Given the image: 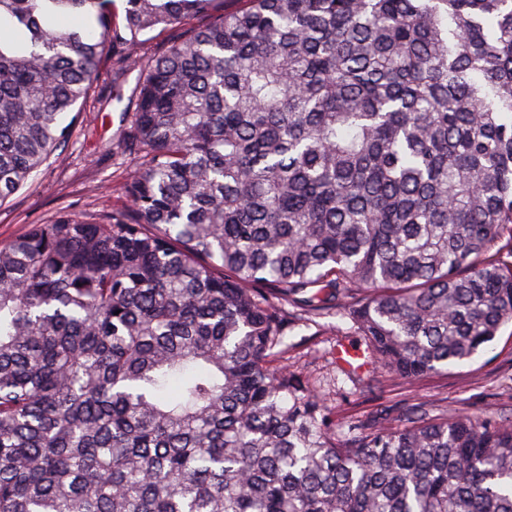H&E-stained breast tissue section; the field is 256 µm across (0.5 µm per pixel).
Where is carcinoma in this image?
Instances as JSON below:
<instances>
[{"label": "carcinoma", "mask_w": 512, "mask_h": 512, "mask_svg": "<svg viewBox=\"0 0 512 512\" xmlns=\"http://www.w3.org/2000/svg\"><path fill=\"white\" fill-rule=\"evenodd\" d=\"M236 2L0 0V204L108 47L141 160L0 246V512H512L511 420L340 431L274 364L339 314L414 382L512 323V0ZM158 32L159 31L156 30L140 37V39L143 40L139 48V54L141 57L148 58L161 53L175 35H178L181 32V30L179 27H175L168 32H164L161 35L156 36Z\"/></svg>", "instance_id": "obj_1"}]
</instances>
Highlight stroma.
I'll use <instances>...</instances> for the list:
<instances>
[{
  "label": "stroma",
  "mask_w": 512,
  "mask_h": 512,
  "mask_svg": "<svg viewBox=\"0 0 512 512\" xmlns=\"http://www.w3.org/2000/svg\"><path fill=\"white\" fill-rule=\"evenodd\" d=\"M138 74L135 68L115 73L111 60H104L72 138L30 185L0 204V245L63 210L99 219L123 207L122 187L133 165L122 162L119 143L123 112L134 104ZM286 342L289 370L309 381L335 411L337 423L380 411L396 421L411 407L433 417L495 413L512 419V324L470 364L412 384L373 363L352 377L339 373L336 358L341 352L366 349L363 336L341 316L299 323L289 330Z\"/></svg>",
  "instance_id": "obj_1"
}]
</instances>
